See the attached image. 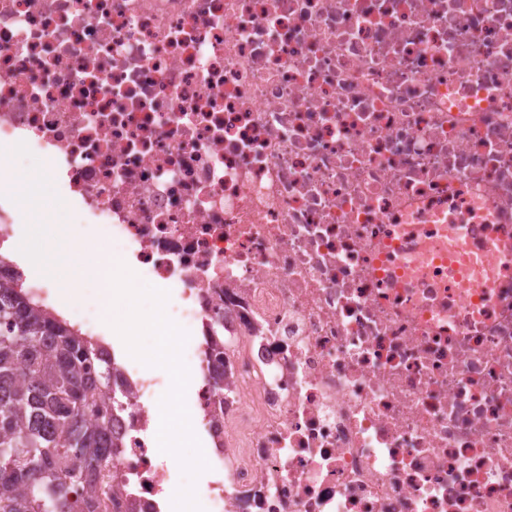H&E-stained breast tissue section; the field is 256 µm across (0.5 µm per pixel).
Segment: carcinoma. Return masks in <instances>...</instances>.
I'll return each instance as SVG.
<instances>
[{"label":"carcinoma","mask_w":512,"mask_h":512,"mask_svg":"<svg viewBox=\"0 0 512 512\" xmlns=\"http://www.w3.org/2000/svg\"><path fill=\"white\" fill-rule=\"evenodd\" d=\"M119 364L0 281V512H100Z\"/></svg>","instance_id":"1"}]
</instances>
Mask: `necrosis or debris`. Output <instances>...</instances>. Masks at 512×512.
<instances>
[{"instance_id": "necrosis-or-debris-1", "label": "necrosis or debris", "mask_w": 512, "mask_h": 512, "mask_svg": "<svg viewBox=\"0 0 512 512\" xmlns=\"http://www.w3.org/2000/svg\"><path fill=\"white\" fill-rule=\"evenodd\" d=\"M20 142L190 332L206 512H512V0H0ZM122 375L104 512H162L160 382Z\"/></svg>"}]
</instances>
